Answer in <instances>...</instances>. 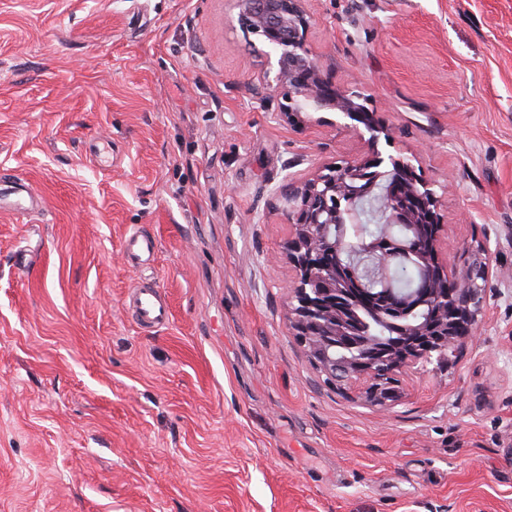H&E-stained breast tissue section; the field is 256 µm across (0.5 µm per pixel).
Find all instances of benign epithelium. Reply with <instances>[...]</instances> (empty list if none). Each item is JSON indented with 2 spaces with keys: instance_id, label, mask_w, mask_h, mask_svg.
Instances as JSON below:
<instances>
[{
  "instance_id": "7a95c632",
  "label": "benign epithelium",
  "mask_w": 512,
  "mask_h": 512,
  "mask_svg": "<svg viewBox=\"0 0 512 512\" xmlns=\"http://www.w3.org/2000/svg\"><path fill=\"white\" fill-rule=\"evenodd\" d=\"M241 20L264 38L275 62V85L284 89L282 115L301 120L304 107L330 108L356 122L374 143L385 132L358 97L335 88L305 47L310 17L302 0H239ZM287 217L295 226L288 259L298 272L297 305L291 327L311 358L338 382L367 383V400L383 404L396 393L392 379L414 362L448 357L476 339L482 290L477 277L493 274L492 249L481 241L466 249L469 261L445 265L439 259L437 195L420 169L402 155L383 154L326 166L288 191ZM382 205L386 223L407 228L403 244L388 230L365 238L334 268L328 255L342 245L330 227L358 217L357 210ZM415 256L430 278L409 298L381 287L390 278L397 248ZM364 305L390 333L373 342L351 318V302Z\"/></svg>"
}]
</instances>
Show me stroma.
<instances>
[{"instance_id":"stroma-1","label":"stroma","mask_w":512,"mask_h":512,"mask_svg":"<svg viewBox=\"0 0 512 512\" xmlns=\"http://www.w3.org/2000/svg\"><path fill=\"white\" fill-rule=\"evenodd\" d=\"M303 6L433 183L441 259L489 240L477 339L381 405L298 342L280 190L370 146L288 123L238 0H0V177L36 196L0 209V512H512V0ZM126 250L135 260L148 259L154 255L156 244L152 237L142 231L131 233L126 239ZM126 305L143 324H164L170 319V309L158 288H135L127 297Z\"/></svg>"}]
</instances>
